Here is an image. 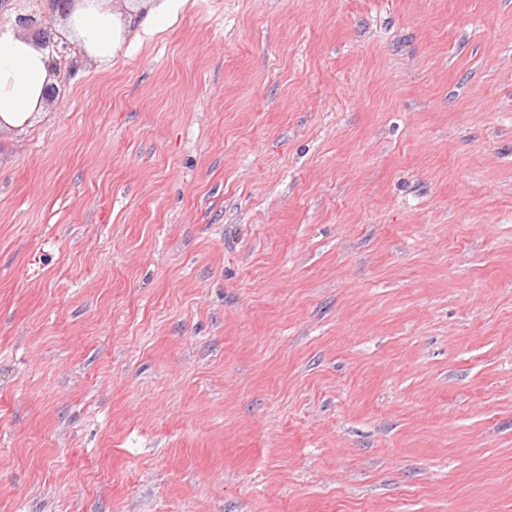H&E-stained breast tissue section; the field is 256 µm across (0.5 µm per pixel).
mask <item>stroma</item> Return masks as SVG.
<instances>
[{"mask_svg":"<svg viewBox=\"0 0 512 512\" xmlns=\"http://www.w3.org/2000/svg\"><path fill=\"white\" fill-rule=\"evenodd\" d=\"M0 132V512H512V0H186Z\"/></svg>","mask_w":512,"mask_h":512,"instance_id":"stroma-1","label":"stroma"}]
</instances>
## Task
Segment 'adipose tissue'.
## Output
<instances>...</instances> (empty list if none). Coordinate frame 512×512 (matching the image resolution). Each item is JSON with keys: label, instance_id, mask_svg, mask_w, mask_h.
I'll return each mask as SVG.
<instances>
[{"label": "adipose tissue", "instance_id": "obj_1", "mask_svg": "<svg viewBox=\"0 0 512 512\" xmlns=\"http://www.w3.org/2000/svg\"><path fill=\"white\" fill-rule=\"evenodd\" d=\"M182 0H150L143 9L123 15L111 0H82L65 18V27L99 61L112 59L137 30L169 28ZM54 80L46 50L11 26L0 28V130L28 126L45 111V89Z\"/></svg>", "mask_w": 512, "mask_h": 512}]
</instances>
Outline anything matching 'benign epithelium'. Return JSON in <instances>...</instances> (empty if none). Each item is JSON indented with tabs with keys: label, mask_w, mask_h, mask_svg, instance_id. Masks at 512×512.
Returning <instances> with one entry per match:
<instances>
[{
	"label": "benign epithelium",
	"mask_w": 512,
	"mask_h": 512,
	"mask_svg": "<svg viewBox=\"0 0 512 512\" xmlns=\"http://www.w3.org/2000/svg\"><path fill=\"white\" fill-rule=\"evenodd\" d=\"M79 2L81 0H48L51 5L48 10L41 7L15 16L16 27L31 33L40 46L49 49V65L53 71H59L64 66L69 69L74 67V61L70 58L74 46L57 36L49 12L57 11L66 16Z\"/></svg>",
	"instance_id": "obj_1"
}]
</instances>
